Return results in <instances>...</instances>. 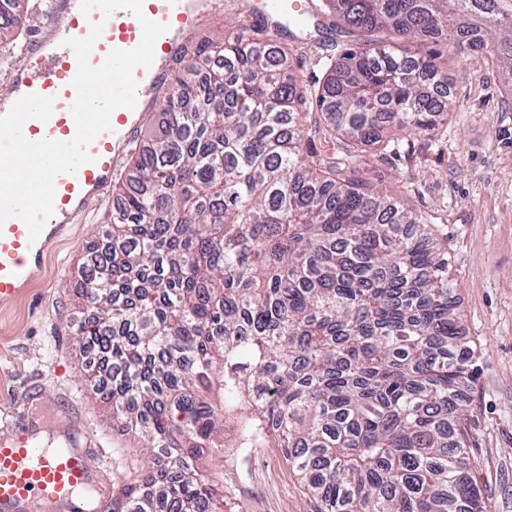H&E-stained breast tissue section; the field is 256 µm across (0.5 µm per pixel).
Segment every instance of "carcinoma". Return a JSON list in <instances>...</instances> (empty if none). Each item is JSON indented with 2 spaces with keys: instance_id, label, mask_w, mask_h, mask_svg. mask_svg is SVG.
Returning <instances> with one entry per match:
<instances>
[{
  "instance_id": "obj_1",
  "label": "carcinoma",
  "mask_w": 512,
  "mask_h": 512,
  "mask_svg": "<svg viewBox=\"0 0 512 512\" xmlns=\"http://www.w3.org/2000/svg\"><path fill=\"white\" fill-rule=\"evenodd\" d=\"M325 2L362 38L308 89L278 29L196 48L116 192L111 245L81 267L77 343L113 369L112 387L90 381L153 448L126 512H224L198 454L237 447L214 436L243 404L237 431L282 450L317 512H484L476 350L448 250L361 159L435 141L453 113L447 74L387 40L488 53L512 89V0ZM27 3L0 0V40L31 21Z\"/></svg>"
}]
</instances>
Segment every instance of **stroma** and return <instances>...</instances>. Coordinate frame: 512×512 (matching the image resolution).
I'll use <instances>...</instances> for the list:
<instances>
[{
	"label": "stroma",
	"mask_w": 512,
	"mask_h": 512,
	"mask_svg": "<svg viewBox=\"0 0 512 512\" xmlns=\"http://www.w3.org/2000/svg\"><path fill=\"white\" fill-rule=\"evenodd\" d=\"M246 3L224 0L196 40L234 34L247 18ZM29 8L33 22L0 46V83L46 23L48 0H29ZM351 41L327 25L314 37L289 40L302 83L322 77L327 45ZM410 52L437 53L455 111L437 145L418 142L387 160L373 149L363 167L379 190L406 194L412 207L433 215L447 242L459 313L479 366L468 407L471 476L486 512H512V88L490 55L460 59L445 44L431 42ZM117 205L105 192L48 244L42 269L27 288L0 303V437L39 425L44 414L60 428L40 434V441L87 435L98 483L93 512H121L114 495L142 479L149 455L135 429L113 424L111 400L87 382L89 371L105 373L103 360L87 361L74 340L82 320L80 268L104 245ZM200 464L240 512L315 510L308 487L279 448H228L204 455Z\"/></svg>",
	"instance_id": "obj_1"
}]
</instances>
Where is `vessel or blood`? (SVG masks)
<instances>
[{
    "label": "vessel or blood",
    "instance_id": "1",
    "mask_svg": "<svg viewBox=\"0 0 512 512\" xmlns=\"http://www.w3.org/2000/svg\"><path fill=\"white\" fill-rule=\"evenodd\" d=\"M72 0H52L48 25L32 39L23 62L9 73L5 95L9 101L37 93L52 97L53 113L47 122L31 120L23 133L32 141L66 142L76 132L70 107L76 98L72 80L77 62L64 41L88 35L91 24L103 23L90 62L101 65L111 50H131L142 39V28L131 12L120 10L110 18L100 11L71 13ZM216 0H143L144 16L166 25L155 44L151 66L137 67L135 108L120 107L110 118L111 128L90 144L89 163L75 174L55 181L53 215L37 240H30L26 225L12 218L0 226V302L15 298L36 274L44 258L47 240L60 235L85 207L111 184L113 174L138 131L147 93L167 78L169 65L182 48L186 34L208 20ZM252 16L273 26L289 21L310 22L309 0H253ZM29 433L22 430L0 441V512H86L84 498L96 489L94 474L79 436H68L55 447L33 448Z\"/></svg>",
    "mask_w": 512,
    "mask_h": 512
}]
</instances>
